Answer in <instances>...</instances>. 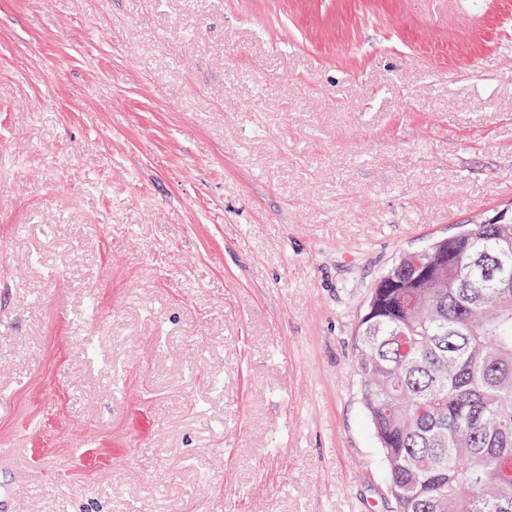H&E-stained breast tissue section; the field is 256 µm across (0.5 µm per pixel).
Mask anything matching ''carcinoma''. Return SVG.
<instances>
[{"mask_svg": "<svg viewBox=\"0 0 512 512\" xmlns=\"http://www.w3.org/2000/svg\"><path fill=\"white\" fill-rule=\"evenodd\" d=\"M357 336L393 512H512V206L400 253Z\"/></svg>", "mask_w": 512, "mask_h": 512, "instance_id": "carcinoma-1", "label": "carcinoma"}]
</instances>
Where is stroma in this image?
<instances>
[{
  "label": "stroma",
  "instance_id": "obj_1",
  "mask_svg": "<svg viewBox=\"0 0 512 512\" xmlns=\"http://www.w3.org/2000/svg\"><path fill=\"white\" fill-rule=\"evenodd\" d=\"M512 203V0H0V512H390L356 331Z\"/></svg>",
  "mask_w": 512,
  "mask_h": 512
}]
</instances>
